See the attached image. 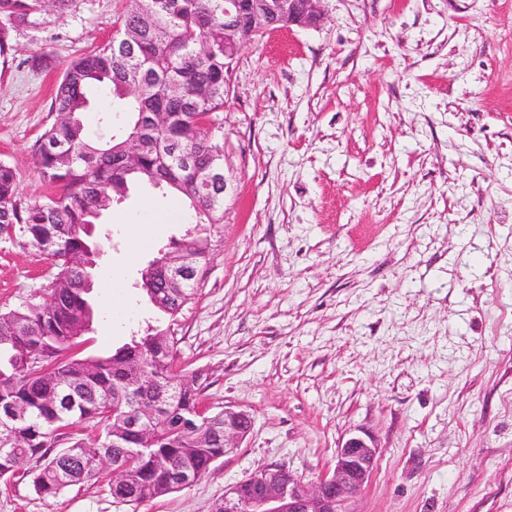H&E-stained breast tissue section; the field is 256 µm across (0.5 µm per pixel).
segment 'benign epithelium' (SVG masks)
Returning <instances> with one entry per match:
<instances>
[{"mask_svg": "<svg viewBox=\"0 0 512 512\" xmlns=\"http://www.w3.org/2000/svg\"><path fill=\"white\" fill-rule=\"evenodd\" d=\"M321 0H225L226 30L261 23L260 31L282 27L281 8L288 7V26L314 27L321 22ZM253 418L243 409L224 408V447L233 448L251 431ZM380 449L359 436L336 450L332 472L309 488L279 466L252 473L224 492V512H348L346 504L368 482Z\"/></svg>", "mask_w": 512, "mask_h": 512, "instance_id": "obj_1", "label": "benign epithelium"}]
</instances>
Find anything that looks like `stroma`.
I'll return each instance as SVG.
<instances>
[{"instance_id":"stroma-1","label":"stroma","mask_w":512,"mask_h":512,"mask_svg":"<svg viewBox=\"0 0 512 512\" xmlns=\"http://www.w3.org/2000/svg\"><path fill=\"white\" fill-rule=\"evenodd\" d=\"M125 0L17 27L0 61V160L43 186L33 146L52 88L112 38ZM323 23L243 47L219 114L224 224L173 326L177 364L210 411L253 427L183 490L138 508L112 468L54 497L0 481V512H212L280 465L303 483L342 439L381 450L352 512H512V0H322ZM48 54L50 71L33 69ZM183 201L131 188L104 213L99 321L78 356H105L157 315L135 284L180 238ZM147 236L131 258L134 229ZM46 256L0 236V308L42 291Z\"/></svg>"}]
</instances>
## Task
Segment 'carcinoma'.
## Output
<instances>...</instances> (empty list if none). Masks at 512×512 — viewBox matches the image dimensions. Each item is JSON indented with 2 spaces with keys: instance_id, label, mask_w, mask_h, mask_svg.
<instances>
[{
  "instance_id": "obj_1",
  "label": "carcinoma",
  "mask_w": 512,
  "mask_h": 512,
  "mask_svg": "<svg viewBox=\"0 0 512 512\" xmlns=\"http://www.w3.org/2000/svg\"><path fill=\"white\" fill-rule=\"evenodd\" d=\"M77 2L0 0V58L11 55L18 25L37 28L48 11ZM115 26L114 39L80 54L56 84L50 111L58 118L34 144L47 192L24 195L17 168L0 160V235L23 240L54 267L44 289L52 305L35 293L0 310V479L28 477L36 495L54 497L113 460L120 469L110 494L136 507L177 490L169 466L197 481L224 457V413L198 415L200 373L177 367L169 326L133 335L107 357L72 354L93 324L92 252L104 247L89 227L133 179L185 198L194 227L141 273L160 319L174 322L197 294L224 223V176L216 175L224 142L218 124L200 118L224 108L233 61L224 59V0H127ZM94 85L108 87L112 111L126 115L121 135L99 140L86 131L80 114ZM18 407L24 417L4 416ZM86 422L102 428L92 448L73 440ZM65 438L70 445L56 449Z\"/></svg>"
}]
</instances>
